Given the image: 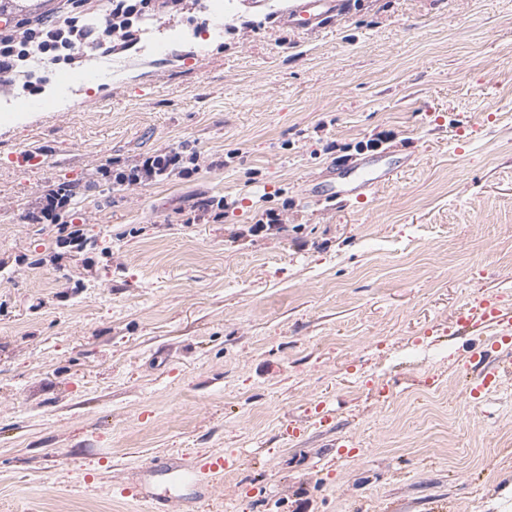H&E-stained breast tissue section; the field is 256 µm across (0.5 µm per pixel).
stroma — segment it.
<instances>
[{
    "instance_id": "35a3bbf8",
    "label": "stroma",
    "mask_w": 512,
    "mask_h": 512,
    "mask_svg": "<svg viewBox=\"0 0 512 512\" xmlns=\"http://www.w3.org/2000/svg\"><path fill=\"white\" fill-rule=\"evenodd\" d=\"M200 3L0 84V512H149L148 462L221 452L209 512H512V375L470 394L512 342L456 332L512 307V0H230L203 51ZM172 148L192 176L101 175ZM343 159L363 202L321 195ZM344 1L294 0L293 5L281 15L280 23L291 29L318 26L325 18L341 15ZM73 198L74 196L60 190V188L57 187V189L52 190L46 196V204L39 211L40 216L33 212L29 214L27 218L32 221H38L41 219V217H55L57 215L56 212L59 210H65L66 207L71 204ZM479 322H491L503 327L502 334L510 336L512 331L511 312L504 311L493 301H483L477 307L460 312L457 323L462 328L477 327Z\"/></svg>"
}]
</instances>
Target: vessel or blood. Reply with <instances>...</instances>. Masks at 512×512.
<instances>
[{"instance_id": "b4317fda", "label": "vessel or blood", "mask_w": 512, "mask_h": 512, "mask_svg": "<svg viewBox=\"0 0 512 512\" xmlns=\"http://www.w3.org/2000/svg\"><path fill=\"white\" fill-rule=\"evenodd\" d=\"M344 0H294L293 5L280 18L283 26L300 29L318 25L323 19L336 17L343 12ZM491 322L502 327L504 333L512 332V313L499 308L492 301L481 302L477 307L460 312L457 323L462 327H475ZM239 458L222 454L198 459L186 467L169 460H156L149 466L150 473L164 476L162 488L137 484L123 489V496L150 502L155 512L172 501L193 500L197 512H204L210 480L221 473L239 467Z\"/></svg>"}]
</instances>
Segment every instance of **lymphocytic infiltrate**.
<instances>
[{"label": "lymphocytic infiltrate", "instance_id": "obj_1", "mask_svg": "<svg viewBox=\"0 0 512 512\" xmlns=\"http://www.w3.org/2000/svg\"><path fill=\"white\" fill-rule=\"evenodd\" d=\"M66 12L55 18L38 20L23 32H0V82L10 83L17 60L38 52L43 59L58 64L79 53L111 52L112 36L131 37L134 19L146 0H66ZM197 155L177 151L150 156L128 168H115L112 181L118 185L136 184L168 172L196 164Z\"/></svg>", "mask_w": 512, "mask_h": 512}]
</instances>
